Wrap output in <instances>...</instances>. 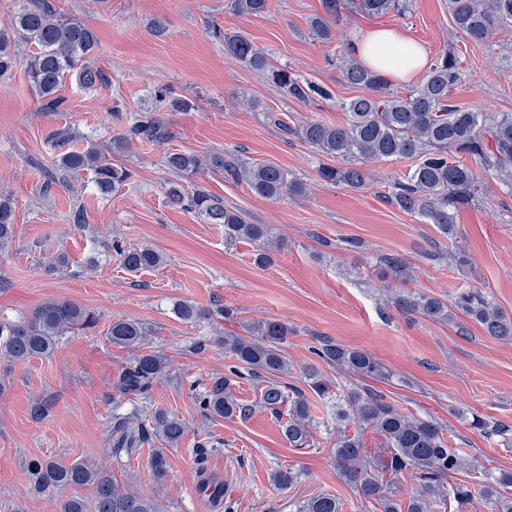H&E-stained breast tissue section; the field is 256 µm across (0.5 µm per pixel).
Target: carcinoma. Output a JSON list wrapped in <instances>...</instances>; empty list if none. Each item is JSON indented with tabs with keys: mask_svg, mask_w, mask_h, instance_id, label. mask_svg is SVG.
Returning <instances> with one entry per match:
<instances>
[{
	"mask_svg": "<svg viewBox=\"0 0 512 512\" xmlns=\"http://www.w3.org/2000/svg\"><path fill=\"white\" fill-rule=\"evenodd\" d=\"M342 0H323V13L309 21L311 36L318 42L330 43L336 38V24ZM231 7L240 14L259 16L266 13L268 0H232ZM361 10L370 14L402 12L407 5L400 0H359ZM448 15L453 25L475 43L487 39L495 28L512 20V0H448ZM35 45L37 51L25 62L31 87L48 108L58 107L61 100L53 97L61 81L71 75L86 90L105 85L106 74L89 65L98 49L93 29L79 20L56 13L45 0H31L17 16L13 30H0V75L10 73L20 64L17 43ZM224 52L234 61L255 71L271 74L283 97L308 101L324 98L328 92L312 81L298 77L286 69L275 70L265 51L240 32L224 33ZM342 78L361 94L344 104L347 121L342 126L320 120H309L292 128L281 125L274 114L267 120L297 135L322 156L339 164H324L319 178L329 184L341 183L354 189L367 185L364 161L410 159L413 166L402 178L394 180L385 198L400 210L434 224L448 238L456 236L459 210L474 202L480 186L465 158L478 160L502 184L512 187V113L483 112L448 103L449 93L461 76L460 59L446 52L429 69L422 83L407 95L390 89L386 79L354 60L350 45H345L341 64ZM155 96L167 102L170 110L192 109L189 100L177 96L168 86L157 89ZM170 137L161 112L146 109L130 115L123 132L112 139L115 149L133 142H161ZM224 172V179L246 185L254 194L277 199L300 194L303 185L284 168L275 164L243 159L234 154L215 153L203 160L198 155L170 152L165 166L181 181L170 182L166 203L172 208L193 212L209 224L224 225L229 239L262 241L270 236L266 224H252L246 213L193 186L203 164ZM58 166L66 173L89 171L103 193H110L132 177V173L112 164L105 149L90 145L82 151H67ZM16 239L15 202L0 194V252ZM112 252L129 273L158 268L164 256L149 247L133 248L119 239L112 240ZM395 304L406 313H419L433 320H450L458 311L479 324L489 336L512 338V320L489 299L480 288L464 289L449 303L429 296L395 297ZM177 313L184 320H196L217 314L229 318L228 309L199 308L180 303ZM97 317L86 306L69 299L50 300L15 322L0 324V364L11 366L33 358L51 356L59 339L76 330L91 328ZM151 330L133 318H118L108 329L109 340L121 347L137 351L115 382L123 395L147 398L152 386L165 374L170 363L164 354L146 348ZM288 325L265 321L253 327L247 336L224 337V346L233 354V362L224 368V376L212 380L210 386L193 391L200 415L206 419L244 418L248 408L234 398L231 387L248 377L265 382L261 390V406L275 416L288 406V419L282 432L293 448H304L311 437L314 422L312 402L305 392L295 389L289 396L277 377L288 373V355L284 345ZM311 353L332 368L360 378H379L383 367L369 352L350 348L330 339H320ZM307 386L318 398L333 395L334 384L317 372L307 375ZM349 409L338 407L336 419L351 420L359 429L354 435L341 434L333 455L341 478L354 486L365 498L382 501L384 512H431L437 501L455 503V512H467L477 496L484 499L491 512H512V496L504 495L512 488V471L487 472L464 483H450L449 478L463 466L460 449L453 446L445 429L428 419L404 414L386 396L374 390L361 397L354 393ZM470 426L482 435L506 436L509 427L492 423L478 415ZM372 429L385 441L382 455L370 454L361 441V432ZM186 433V424L178 416L163 409L155 410L148 423L135 428L119 427L113 437L114 451L120 453L158 441L165 446L178 445ZM28 473L34 490L47 492L60 487L91 488L92 499L71 495L58 504V512H158L155 503L136 491L121 489L104 470L86 462L57 459H33ZM410 475L418 483L417 493L407 507L398 501L400 477ZM296 512H341L335 496L321 494L298 506Z\"/></svg>",
	"mask_w": 512,
	"mask_h": 512,
	"instance_id": "1",
	"label": "carcinoma"
}]
</instances>
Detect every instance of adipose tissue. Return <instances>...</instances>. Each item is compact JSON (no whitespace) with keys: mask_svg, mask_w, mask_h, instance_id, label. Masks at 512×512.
Masks as SVG:
<instances>
[{"mask_svg":"<svg viewBox=\"0 0 512 512\" xmlns=\"http://www.w3.org/2000/svg\"><path fill=\"white\" fill-rule=\"evenodd\" d=\"M351 50L366 68L393 82L410 81L427 63L421 46L399 28L375 29L355 36Z\"/></svg>","mask_w":512,"mask_h":512,"instance_id":"adipose-tissue-1","label":"adipose tissue"}]
</instances>
